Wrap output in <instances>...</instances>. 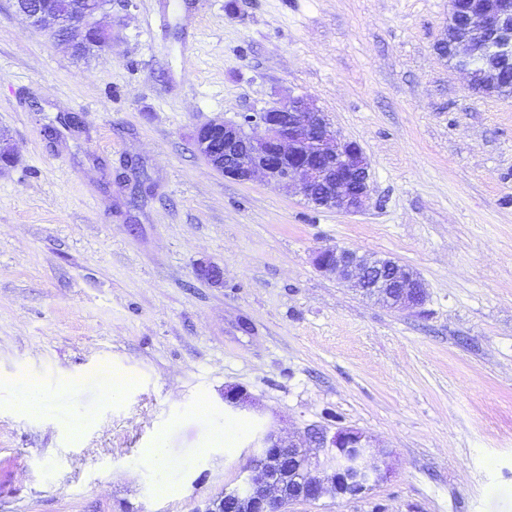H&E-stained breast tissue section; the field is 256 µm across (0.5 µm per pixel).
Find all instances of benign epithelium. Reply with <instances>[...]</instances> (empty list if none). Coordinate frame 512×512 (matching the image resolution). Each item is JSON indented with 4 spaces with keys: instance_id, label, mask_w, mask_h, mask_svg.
<instances>
[{
    "instance_id": "1",
    "label": "benign epithelium",
    "mask_w": 512,
    "mask_h": 512,
    "mask_svg": "<svg viewBox=\"0 0 512 512\" xmlns=\"http://www.w3.org/2000/svg\"><path fill=\"white\" fill-rule=\"evenodd\" d=\"M110 2L80 3L65 20L42 11L32 0H13V6L30 20L41 17L55 38L73 49L90 37L112 44V30L96 21ZM458 15L463 31L444 30L436 51L440 54L448 47L469 89L488 96L496 85V74L479 73L469 61L494 47L512 54V0H484L461 15L456 0H450L449 17ZM193 148L226 178L246 182L261 173L297 190L309 202L324 199L331 209L357 213L371 198L369 162L362 148L335 130L328 116L303 95L257 112H243L235 120L212 119L198 128ZM314 265L393 310H412L427 294L419 274L393 257L361 255L336 245L315 251ZM196 275L214 284L224 279L222 268L205 261L198 263ZM305 432L306 447L295 444L291 436L265 434L246 467L258 476L242 477L239 485L196 512H287L290 505L314 504L328 496L365 495L387 477L386 457L373 452L363 432L316 425Z\"/></svg>"
}]
</instances>
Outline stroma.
<instances>
[{
	"label": "stroma",
	"mask_w": 512,
	"mask_h": 512,
	"mask_svg": "<svg viewBox=\"0 0 512 512\" xmlns=\"http://www.w3.org/2000/svg\"><path fill=\"white\" fill-rule=\"evenodd\" d=\"M449 0H112L75 59L0 0V512H194L267 430L365 432L390 475L292 512H512V98L435 45ZM314 99L370 163L358 214L225 178L196 129ZM415 269L396 311L319 272ZM224 281L196 276L199 262ZM136 381L105 404L111 374ZM36 381L40 413L13 402ZM246 390L243 408L225 404ZM247 419L230 447L213 428ZM167 436L169 488L142 455ZM314 265L320 272L338 276L349 288L393 310H413L427 294L419 274L393 257L360 255L336 245L315 251Z\"/></svg>",
	"instance_id": "stroma-1"
}]
</instances>
